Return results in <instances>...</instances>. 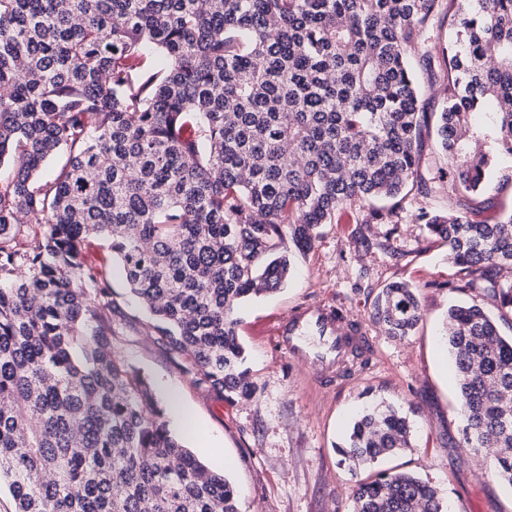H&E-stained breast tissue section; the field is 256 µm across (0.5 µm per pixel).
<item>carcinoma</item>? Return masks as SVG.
Here are the masks:
<instances>
[{"label":"carcinoma","mask_w":512,"mask_h":512,"mask_svg":"<svg viewBox=\"0 0 512 512\" xmlns=\"http://www.w3.org/2000/svg\"><path fill=\"white\" fill-rule=\"evenodd\" d=\"M415 55L444 71V167L421 169L416 151L431 115ZM496 146L512 152V0H0V481L14 512H239L230 480L112 353L119 308L85 242H107L195 387L247 398L235 310L285 283L343 205L391 199L370 215L395 224L412 192L448 194L455 207L416 219L508 320L512 212L467 217ZM421 317L408 284L378 294L390 335ZM446 335L465 443L512 485V339L477 304L450 307ZM410 447L389 406L363 412L338 452L360 467ZM445 508L406 471L361 479L354 497V512Z\"/></svg>","instance_id":"cac0c4a2"}]
</instances>
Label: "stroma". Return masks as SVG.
<instances>
[{"instance_id": "35a3bbf8", "label": "stroma", "mask_w": 512, "mask_h": 512, "mask_svg": "<svg viewBox=\"0 0 512 512\" xmlns=\"http://www.w3.org/2000/svg\"><path fill=\"white\" fill-rule=\"evenodd\" d=\"M484 197L470 212L472 221L493 224L512 210V155L498 156ZM403 206L396 224L366 223L364 207L337 209L313 248L296 257L287 283L240 306L237 335L248 353L254 393L233 403L196 388L147 335L146 313L131 298L118 263L99 239L89 240L86 260L107 265L126 314L112 338L113 352L148 378L170 430L233 482L240 512H353L358 480L388 469L415 472L437 487L449 512H512V485L465 446L445 335L450 305L474 302L494 316L497 304L462 286L447 246L415 221L420 211L447 209V196L415 193ZM392 281L408 282L422 309L419 325L405 338L386 335L372 321L375 297ZM318 302L342 307L366 329L369 370L351 366L328 385L273 343L283 317ZM380 402L408 413L413 446L351 471L336 445L359 412Z\"/></svg>"}]
</instances>
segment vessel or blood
Listing matches in <instances>:
<instances>
[{
  "mask_svg": "<svg viewBox=\"0 0 512 512\" xmlns=\"http://www.w3.org/2000/svg\"><path fill=\"white\" fill-rule=\"evenodd\" d=\"M358 333L348 319L338 318L334 308L320 304L286 316L274 330L290 356L315 367L340 362L348 350L349 337Z\"/></svg>",
  "mask_w": 512,
  "mask_h": 512,
  "instance_id": "b4317fda",
  "label": "vessel or blood"
}]
</instances>
